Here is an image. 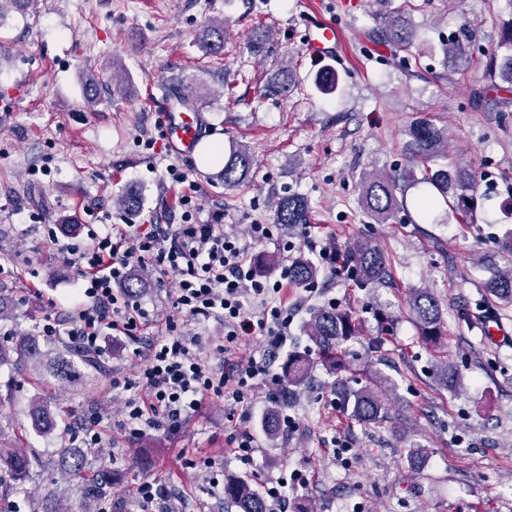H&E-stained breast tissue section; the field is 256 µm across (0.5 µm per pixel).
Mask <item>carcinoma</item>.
<instances>
[{"instance_id":"1","label":"carcinoma","mask_w":512,"mask_h":512,"mask_svg":"<svg viewBox=\"0 0 512 512\" xmlns=\"http://www.w3.org/2000/svg\"><path fill=\"white\" fill-rule=\"evenodd\" d=\"M381 41L401 51L412 52L415 47V33L397 9L387 17L381 30ZM200 47L208 54H217L224 48V31L221 27L208 25L199 39ZM499 48L504 53H494L489 75L490 85L497 90L512 92V21L503 28ZM406 144L407 160L410 167L398 177L376 169L361 177L359 190L364 209L377 224H387L398 211L402 202L397 193L405 183H422L429 187L431 195L420 200L422 211H428L438 200H443L451 215L464 224L477 221L478 182L469 170L448 161V130L438 127L427 119H419L408 129ZM252 157L244 146L234 150L224 161V185L237 186L248 177ZM421 177H416V174ZM120 208L132 215L142 209L143 199L137 193H126L118 201ZM311 206L308 200L298 194H288L276 203L273 223L292 228L310 223ZM351 259L357 268L356 284L366 288L384 280L387 265L382 251L368 243H357L350 247ZM291 282L300 286L314 284L320 275L318 267L307 258L296 259L288 268ZM485 288L494 300L503 305H512V264L497 269L485 283ZM409 308L420 336L429 343L439 341L443 336V313L436 298L425 289H415L409 295ZM308 340L317 348L323 362L334 372L347 369L342 356L341 345L355 333L351 314L335 308L315 309L305 326ZM95 369L101 366L100 354L93 351L72 348L66 344L53 352L41 349L39 337L23 335L9 344L0 343L1 365H25L34 375L48 374L58 381L74 384L75 361ZM312 364L308 351L295 350L286 356L281 364L283 378V399L273 404L266 412L264 429L269 435L277 432L281 406L288 402L289 394L304 387L309 379ZM335 393L339 403L350 412V417L361 423H380L387 419L388 393L391 387L388 379L375 377L368 384L354 388L344 378L336 380ZM29 418L33 428L52 431L56 426L50 401L40 395L29 405ZM33 467V460L22 448L0 445V486L22 480ZM71 476L81 480L87 494L95 499L112 488V471L109 469L90 470L86 466L83 452L72 453L68 462ZM224 499L231 502L238 512H270L261 492L249 481L235 478L224 482Z\"/></svg>"}]
</instances>
